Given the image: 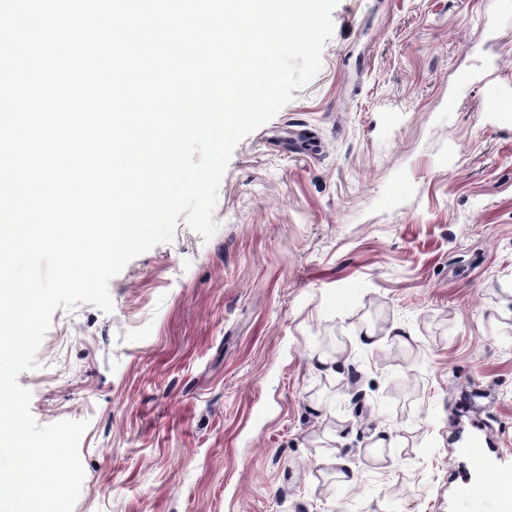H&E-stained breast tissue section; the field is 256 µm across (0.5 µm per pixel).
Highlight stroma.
Returning a JSON list of instances; mask_svg holds the SVG:
<instances>
[{
    "label": "stroma",
    "instance_id": "1",
    "mask_svg": "<svg viewBox=\"0 0 512 512\" xmlns=\"http://www.w3.org/2000/svg\"><path fill=\"white\" fill-rule=\"evenodd\" d=\"M498 7L338 0L319 72L234 148L214 236L179 221L111 279L112 313L54 312L18 382L39 424L89 423L74 512H470L474 432L487 481L512 469V132L482 112L512 85ZM295 125L315 154L280 149ZM464 451L470 461L471 468L476 473H485L492 469L488 459L487 448L484 447L483 441L480 438L475 437L469 440Z\"/></svg>",
    "mask_w": 512,
    "mask_h": 512
}]
</instances>
